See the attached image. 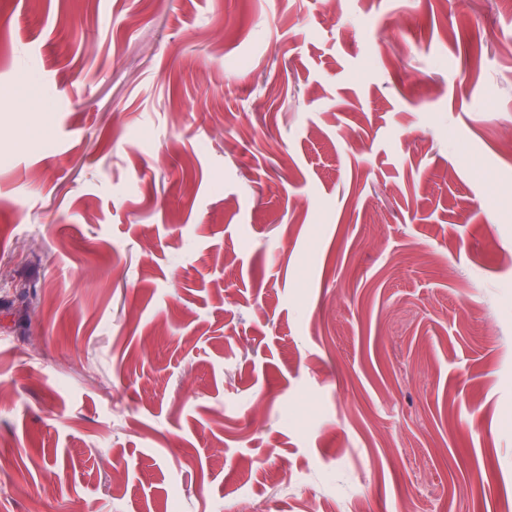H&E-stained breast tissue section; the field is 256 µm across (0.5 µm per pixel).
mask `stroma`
Returning a JSON list of instances; mask_svg holds the SVG:
<instances>
[{
  "label": "stroma",
  "instance_id": "35a3bbf8",
  "mask_svg": "<svg viewBox=\"0 0 512 512\" xmlns=\"http://www.w3.org/2000/svg\"><path fill=\"white\" fill-rule=\"evenodd\" d=\"M512 0H0V512H512Z\"/></svg>",
  "mask_w": 512,
  "mask_h": 512
}]
</instances>
